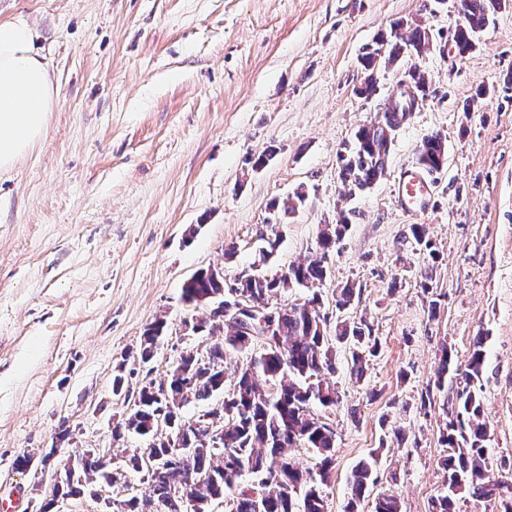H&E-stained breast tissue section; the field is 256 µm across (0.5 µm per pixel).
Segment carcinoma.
<instances>
[{
  "label": "carcinoma",
  "instance_id": "obj_1",
  "mask_svg": "<svg viewBox=\"0 0 512 512\" xmlns=\"http://www.w3.org/2000/svg\"><path fill=\"white\" fill-rule=\"evenodd\" d=\"M499 0H464L463 21L450 32L456 54L464 56L476 48L478 33L489 22ZM431 35L419 24L402 20L381 32L366 46L359 62L365 73L360 95L376 91V72L394 66L404 56L421 55ZM405 81L415 96L403 105L390 103L375 120L358 128L354 144L340 153L339 177L348 195L372 187L385 173L386 155L406 113L414 110L429 92L427 74L413 66ZM418 164L429 174L440 171L447 158L446 144L436 134L423 139L417 154ZM349 217L341 213L336 223L326 224L318 235L316 256L294 264L280 277H266L254 269L238 276L239 287L224 289V277L209 269L196 271L183 286L185 302L194 307L208 306L209 313L191 317L192 331L222 339L200 352H182L169 370L167 387H154L153 381L130 392L125 377L112 381L115 396L132 395L135 403L127 417L112 426V438L127 432L152 436L150 449L158 456L171 450L172 436H181L187 452L179 459L148 469L143 452L133 450L125 466H115L106 449H88L79 474L63 482L62 494L76 498L91 484L114 482L131 470L140 473L148 494L131 496L118 503V512H177L173 502L178 493L191 489L199 504L198 512H209L216 500H226L228 512H327L321 486L326 484L334 463L336 433L332 425L315 413L320 406L332 409L339 402L336 383L325 378L335 372L336 353L326 336L328 318L321 314L322 298L314 293L301 303L280 306L273 302L283 288H310L325 281L329 269L327 255L348 230ZM410 245L432 251L427 225L410 227ZM263 305L267 313L268 334L255 330L251 335L232 313L236 298L242 295ZM362 289L347 283L336 289V310L348 309L361 299ZM166 320L156 319L145 331L138 359L150 363ZM486 337L479 336L465 368L460 369L451 351L441 350L432 385L421 396L426 406L434 392L443 394L447 416L440 441L446 448L441 457L445 472V494L432 502L430 512H456V500L469 495L476 499H501L503 512H512V472L506 462L494 465L489 434L480 422L482 384L486 362ZM336 344L349 348L351 373L362 379L371 358L377 356L379 342L364 318L336 321ZM239 353L246 362L237 367L236 381L225 388L226 353ZM459 376L456 387L448 391V373ZM195 402L209 406L196 422H183L180 410ZM170 418L169 433H159L155 422ZM298 448L316 455L314 470H302L293 461ZM379 482L377 453H371L354 467L351 494L343 512H360L359 505L369 487ZM373 512H401L400 500L392 493L375 498Z\"/></svg>",
  "mask_w": 512,
  "mask_h": 512
}]
</instances>
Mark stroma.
Here are the masks:
<instances>
[{
  "mask_svg": "<svg viewBox=\"0 0 512 512\" xmlns=\"http://www.w3.org/2000/svg\"><path fill=\"white\" fill-rule=\"evenodd\" d=\"M454 3L0 0L1 16L27 14L42 30L58 85L45 135L0 172V506L37 512L58 471L87 449L119 461L147 447L134 434L113 441L129 408L112 380L124 372L135 389L163 379L181 351L206 352L210 338L184 328L194 313L184 282L209 266L233 282L269 232L280 239L264 271L284 274L314 255L321 227L343 210L349 230L315 291L330 319L364 314L380 351L360 381L336 351L341 403L322 414L336 431L328 512H341L353 467L375 450L379 482L363 512L388 491L402 512H429L445 488L446 416L441 400L420 398L442 348L462 366L478 336L481 420L495 456L512 458V0L462 57L446 38ZM399 19L433 33L428 50L381 70L371 97L358 95L363 47ZM414 65L430 79L427 97L396 132L384 177L345 198L340 151ZM436 133L446 164L431 208L413 215L395 185ZM300 190L304 201L270 225V201ZM414 224L427 225L434 255L405 244ZM348 282L362 302L341 313L334 293ZM159 317L166 332L139 365L133 354ZM63 421L73 434L57 446ZM393 421L405 439L381 448ZM23 454L34 463L21 473L13 461Z\"/></svg>",
  "mask_w": 512,
  "mask_h": 512,
  "instance_id": "obj_1",
  "label": "stroma"
}]
</instances>
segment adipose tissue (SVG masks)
Instances as JSON below:
<instances>
[{
	"instance_id": "obj_1",
	"label": "adipose tissue",
	"mask_w": 512,
	"mask_h": 512,
	"mask_svg": "<svg viewBox=\"0 0 512 512\" xmlns=\"http://www.w3.org/2000/svg\"><path fill=\"white\" fill-rule=\"evenodd\" d=\"M57 95L39 28L23 14L0 18V170L11 168L42 137Z\"/></svg>"
}]
</instances>
